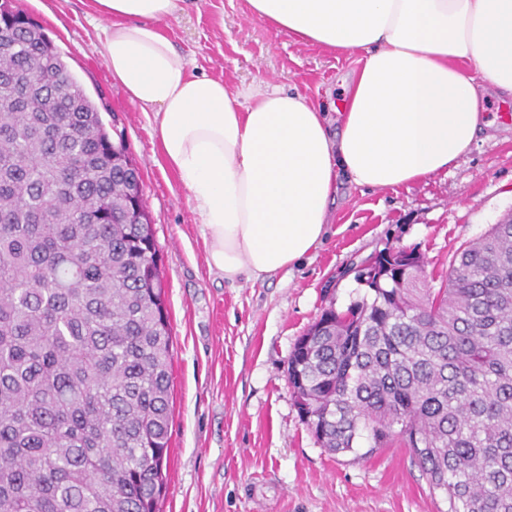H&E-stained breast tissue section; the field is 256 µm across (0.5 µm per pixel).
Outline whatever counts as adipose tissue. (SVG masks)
Returning a JSON list of instances; mask_svg holds the SVG:
<instances>
[{
  "label": "adipose tissue",
  "instance_id": "adipose-tissue-1",
  "mask_svg": "<svg viewBox=\"0 0 512 512\" xmlns=\"http://www.w3.org/2000/svg\"><path fill=\"white\" fill-rule=\"evenodd\" d=\"M92 2L110 20L101 54L112 78L153 112L207 264L232 283L317 248L339 177L393 189L436 175L470 152L485 85L512 94V0H247L295 42L361 54L334 138L323 106L299 93H236L193 74L157 27L179 0Z\"/></svg>",
  "mask_w": 512,
  "mask_h": 512
}]
</instances>
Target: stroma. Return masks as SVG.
Wrapping results in <instances>:
<instances>
[{"label":"stroma","mask_w":512,"mask_h":512,"mask_svg":"<svg viewBox=\"0 0 512 512\" xmlns=\"http://www.w3.org/2000/svg\"><path fill=\"white\" fill-rule=\"evenodd\" d=\"M41 25L124 139L164 270L172 328V418L162 512H442L426 475L403 448L366 460L328 453L302 422L288 358L328 307L365 290L353 269L372 254H420L428 278L512 212V100L492 95L488 127L470 153L425 180L395 189L337 181L322 244L291 269L231 283L210 270L203 228L178 176L165 166L152 113L113 81L98 47L107 18L90 0H13ZM159 27L199 75L231 90L278 86L327 106L342 103L358 56L294 42L250 15L247 0H181Z\"/></svg>","instance_id":"stroma-1"}]
</instances>
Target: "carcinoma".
<instances>
[{"label":"carcinoma","mask_w":512,"mask_h":512,"mask_svg":"<svg viewBox=\"0 0 512 512\" xmlns=\"http://www.w3.org/2000/svg\"><path fill=\"white\" fill-rule=\"evenodd\" d=\"M37 72L34 89L27 77ZM141 174L27 15L0 16V512H159L172 333ZM356 281L288 358L332 454L409 450L446 512H512V217Z\"/></svg>","instance_id":"carcinoma-1"}]
</instances>
